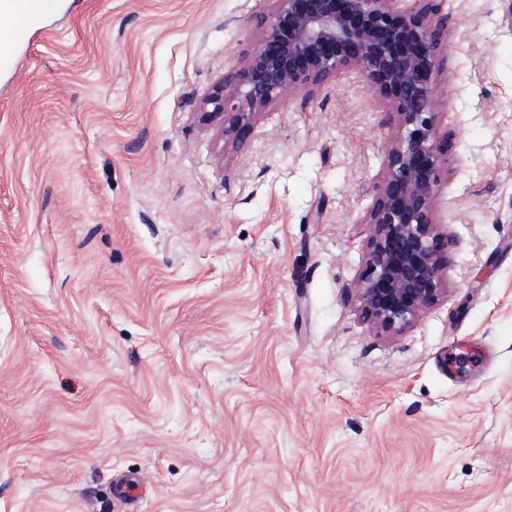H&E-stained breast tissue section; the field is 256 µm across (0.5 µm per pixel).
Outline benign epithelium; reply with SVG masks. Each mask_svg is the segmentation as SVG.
<instances>
[{
    "label": "benign epithelium",
    "instance_id": "obj_1",
    "mask_svg": "<svg viewBox=\"0 0 512 512\" xmlns=\"http://www.w3.org/2000/svg\"><path fill=\"white\" fill-rule=\"evenodd\" d=\"M276 0L258 37L205 100L203 113L241 144L251 117L297 95L309 100L337 71L356 69L387 105L392 141L363 223L372 234L355 289L362 319L395 333L445 292L450 262L437 203L452 133L439 121L448 15L437 0Z\"/></svg>",
    "mask_w": 512,
    "mask_h": 512
}]
</instances>
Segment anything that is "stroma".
Instances as JSON below:
<instances>
[{
    "label": "stroma",
    "mask_w": 512,
    "mask_h": 512,
    "mask_svg": "<svg viewBox=\"0 0 512 512\" xmlns=\"http://www.w3.org/2000/svg\"><path fill=\"white\" fill-rule=\"evenodd\" d=\"M51 2L0 67V512H512V0H442L455 246L393 335L360 73L235 147L201 108L274 0Z\"/></svg>",
    "instance_id": "stroma-1"
}]
</instances>
